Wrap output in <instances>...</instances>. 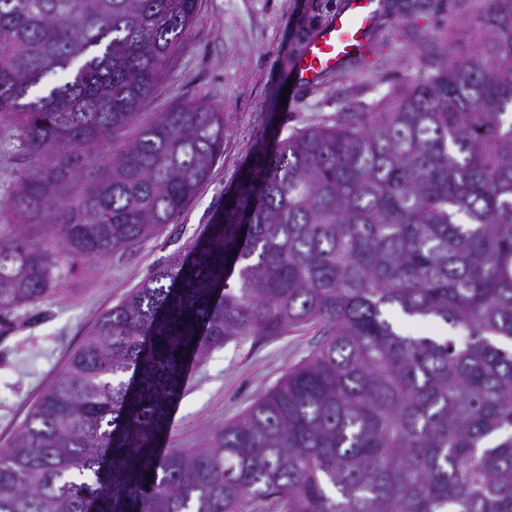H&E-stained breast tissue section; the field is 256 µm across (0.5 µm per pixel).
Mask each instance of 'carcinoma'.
<instances>
[{"label":"carcinoma","instance_id":"cac0c4a2","mask_svg":"<svg viewBox=\"0 0 512 512\" xmlns=\"http://www.w3.org/2000/svg\"><path fill=\"white\" fill-rule=\"evenodd\" d=\"M198 6L0 0V129L23 161L0 313L63 260L134 249L206 181L224 116L203 102L99 157ZM474 28L377 107L253 151L206 235L100 316L0 448V512H512V0ZM389 308L466 340L404 334ZM307 325L317 344L246 411L163 447L208 350Z\"/></svg>","mask_w":512,"mask_h":512}]
</instances>
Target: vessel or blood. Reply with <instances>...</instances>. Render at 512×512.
<instances>
[{"mask_svg":"<svg viewBox=\"0 0 512 512\" xmlns=\"http://www.w3.org/2000/svg\"><path fill=\"white\" fill-rule=\"evenodd\" d=\"M378 0H350L344 11L331 16L321 34L304 49L297 61L295 78L311 86L325 74L339 71L344 63L366 48L365 34L377 17Z\"/></svg>","mask_w":512,"mask_h":512,"instance_id":"vessel-or-blood-1","label":"vessel or blood"}]
</instances>
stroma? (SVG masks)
I'll use <instances>...</instances> for the list:
<instances>
[{"mask_svg":"<svg viewBox=\"0 0 512 512\" xmlns=\"http://www.w3.org/2000/svg\"><path fill=\"white\" fill-rule=\"evenodd\" d=\"M347 0H200L179 51L146 99L141 121L185 100L220 106L224 152L173 222L131 253L61 263L41 302L0 323V446L15 436L43 391L89 336L159 262L185 254L224 210L255 144L361 112L410 82L426 54L472 41L486 0H380L369 51L317 85L294 84L301 48ZM304 327L273 337L232 339L189 369L169 416L170 448L200 447L213 427L246 410L315 345Z\"/></svg>","mask_w":512,"mask_h":512,"instance_id":"stroma-1","label":"stroma"}]
</instances>
